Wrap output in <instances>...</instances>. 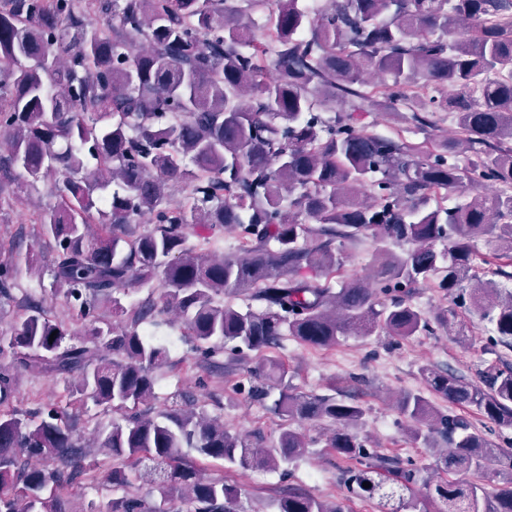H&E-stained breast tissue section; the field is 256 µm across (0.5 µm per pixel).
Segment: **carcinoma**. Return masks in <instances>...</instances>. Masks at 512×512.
<instances>
[{
    "label": "carcinoma",
    "mask_w": 512,
    "mask_h": 512,
    "mask_svg": "<svg viewBox=\"0 0 512 512\" xmlns=\"http://www.w3.org/2000/svg\"><path fill=\"white\" fill-rule=\"evenodd\" d=\"M302 0H5L0 7V143L8 162L38 179L60 176V206L45 214L54 241L51 276L82 320V342L38 305L15 324L0 356L17 370L78 374L75 392L119 415L93 438L112 459L105 480L127 470L177 496L193 512H237L239 490L202 474L204 461L240 469L304 457L293 421L330 422L325 447L354 461L350 493L402 512L422 481L409 463L377 455L356 432L363 406L300 392L288 365L266 357L249 394L283 421L276 442L232 431L204 412L156 411L155 369L168 349L119 294L158 282L166 307L203 356L230 346V361L279 346L285 337L329 347L339 337L408 339L447 327L454 312L425 317L408 294L419 284L468 300L512 346V290L474 273V242L512 253V0H328L312 16ZM274 8L257 28L252 14ZM381 77L365 90L363 75ZM339 101L342 113L324 115ZM410 113L421 127L451 116L457 134L433 144L359 126L360 113ZM468 153L461 167L456 156ZM190 189V205L166 202L168 182ZM470 186L454 207L431 192ZM149 216L126 239L117 224ZM191 224L234 229L245 246L224 257L188 244ZM407 243L375 252L371 271L334 289L348 245ZM244 294L239 307L228 297ZM112 306L102 324L99 304ZM54 341H49V337ZM425 391L399 395L416 441L447 439L426 486L439 512H512L511 486L488 492L456 474H512V453L464 422L440 414L425 392L512 426V367L482 384L421 369ZM15 374L0 371V405L15 398ZM68 407L0 414V512H67L70 490L97 477L99 462L70 428ZM426 423L424 434L418 425ZM370 487H363V483ZM272 512H345L290 489ZM99 512H155L135 494Z\"/></svg>",
    "instance_id": "carcinoma-1"
}]
</instances>
